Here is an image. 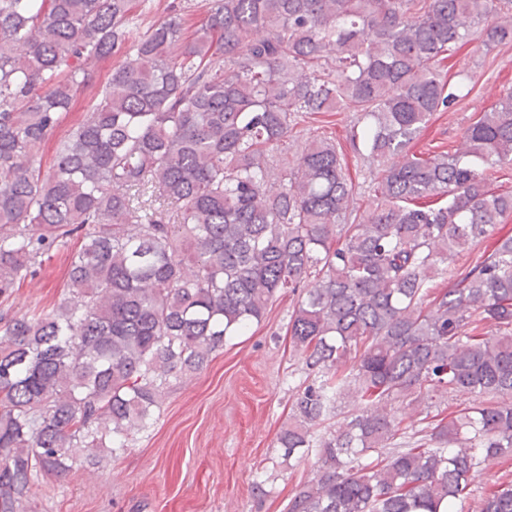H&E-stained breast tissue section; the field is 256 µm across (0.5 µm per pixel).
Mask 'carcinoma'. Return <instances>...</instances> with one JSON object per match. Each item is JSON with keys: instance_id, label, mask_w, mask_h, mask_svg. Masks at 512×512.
<instances>
[{"instance_id": "carcinoma-1", "label": "carcinoma", "mask_w": 512, "mask_h": 512, "mask_svg": "<svg viewBox=\"0 0 512 512\" xmlns=\"http://www.w3.org/2000/svg\"><path fill=\"white\" fill-rule=\"evenodd\" d=\"M512 0H209L184 39L172 15L138 38L85 122L37 163L94 61L135 25L131 0H0V297L76 238L67 293L0 313V512L35 484L128 447L172 373L193 374L303 296L288 333L311 382L278 436L315 452L287 512H457L488 461L512 459V88L458 153H408L457 100L445 60ZM354 112L379 177L371 202L336 143L283 144L305 114ZM493 241L448 287L432 281ZM493 327L484 331V325ZM468 406L412 433L394 402ZM358 412L333 429L338 403ZM480 512H512V484Z\"/></svg>"}]
</instances>
